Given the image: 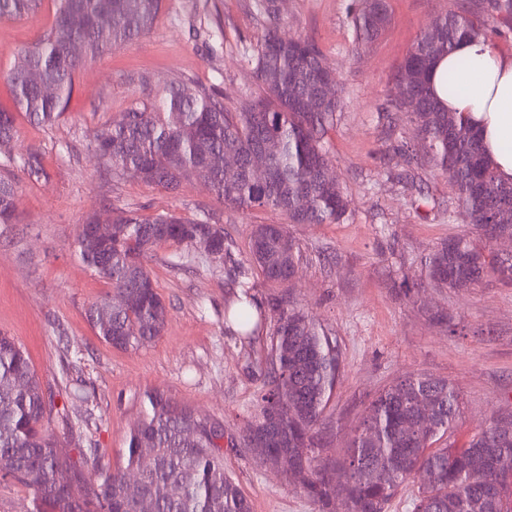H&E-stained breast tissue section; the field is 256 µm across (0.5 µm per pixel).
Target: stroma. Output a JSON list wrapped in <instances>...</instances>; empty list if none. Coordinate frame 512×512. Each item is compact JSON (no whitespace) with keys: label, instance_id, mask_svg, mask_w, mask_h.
Instances as JSON below:
<instances>
[{"label":"stroma","instance_id":"35a3bbf8","mask_svg":"<svg viewBox=\"0 0 512 512\" xmlns=\"http://www.w3.org/2000/svg\"><path fill=\"white\" fill-rule=\"evenodd\" d=\"M389 22L375 41L355 46L356 0H278L289 34L312 39L335 77L342 109L325 142L330 172L347 201L339 224H286L269 209H230L190 177L176 191L119 177L89 149L103 124L172 83L190 80L234 107L258 93L253 59L266 27L257 0H163L149 32L82 62L63 118L43 126L18 115L11 164L0 168L17 189L18 220L0 224V333L29 354L53 401L58 452L77 466L109 467L143 409L145 391L164 392L198 415L224 424V469L252 512H318L282 469L261 463L238 439L257 409L275 321L255 336L231 334L224 313L248 279L260 304L277 290L246 256L256 224H286L301 253L290 295L336 336L343 369L324 415L318 457L336 486L342 460L371 400L415 373L448 379L461 413L455 447L493 419L512 415V281L489 274L477 287L422 286L420 273L440 243L468 232L449 218L455 195L447 178L421 164L413 127L386 112L396 75L417 35L446 10L474 12V0H388ZM55 0L34 15L0 20V73L16 50L50 28ZM38 154L40 174L24 166ZM425 206H416L417 198ZM211 217L233 243L229 259L160 245L147 267L167 307L162 336L139 350H116L87 317L109 285L76 254L80 224L92 214ZM98 456H90V449Z\"/></svg>","mask_w":512,"mask_h":512}]
</instances>
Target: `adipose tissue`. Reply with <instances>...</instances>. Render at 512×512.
Instances as JSON below:
<instances>
[{
    "mask_svg": "<svg viewBox=\"0 0 512 512\" xmlns=\"http://www.w3.org/2000/svg\"><path fill=\"white\" fill-rule=\"evenodd\" d=\"M466 69H458V60ZM431 84L441 105L463 112L478 129L497 174L512 179V57L481 41L460 43L433 67Z\"/></svg>",
    "mask_w": 512,
    "mask_h": 512,
    "instance_id": "obj_1",
    "label": "adipose tissue"
}]
</instances>
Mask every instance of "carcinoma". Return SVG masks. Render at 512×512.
Returning a JSON list of instances; mask_svg holds the SVG:
<instances>
[{"label": "carcinoma", "mask_w": 512, "mask_h": 512, "mask_svg": "<svg viewBox=\"0 0 512 512\" xmlns=\"http://www.w3.org/2000/svg\"><path fill=\"white\" fill-rule=\"evenodd\" d=\"M491 16H511L512 0H478ZM41 0H0V18L34 13ZM269 25L255 57L260 94L231 110L212 90L180 83L126 112L122 123L105 124L92 135L96 153L112 171L175 190L188 177L209 183L229 207L264 208L290 224H338L346 214L339 184L322 176L330 159L323 146L340 111V100L305 99L332 81L316 44L292 37L278 22L276 0H258ZM162 0H57L54 22L36 42L16 51L4 75L15 111L0 109V149L10 145L16 113L52 125L62 118L73 92L81 59L71 54L80 43L95 59L148 31ZM110 18L106 31L97 25ZM388 20L387 0H361L353 17L356 44L375 40ZM489 28L448 10L422 31L407 51L401 73L413 80L390 107L406 114L425 142L432 169L448 178L457 208L472 232L491 243L512 239V181L498 177L477 131L462 113L439 105L429 73L435 62L466 39L489 41ZM36 71L55 88L46 94L29 80ZM234 154L240 165L228 171L214 158ZM260 165L257 180L252 168ZM14 183L0 175V224L16 217ZM511 217L498 222L499 215ZM97 216L79 226L80 259L122 292L124 306L105 297L93 303L88 319L96 335L120 350H137L164 331L167 309L145 258L161 244L200 248L222 259L231 253L220 225L210 219L176 215L112 216V236L92 234ZM263 279L286 287L299 264L295 243L281 224H257L247 256ZM512 279V263L478 248L468 234L440 243L425 259V283L464 290L482 282L488 270ZM233 313L239 332L258 327L262 311L251 285ZM277 316L261 372L265 380L255 420L245 428L258 442L260 460L289 471L292 483L329 512L336 485L316 454L320 426L342 371L335 337L314 322L293 298H276ZM145 407L127 436L122 463L73 472L68 484L57 473L71 467L57 452L51 428L53 407L26 351L0 334V478L23 487L36 512H139L125 491L126 472L141 470L142 490L154 512H251L247 497L224 473V447L217 429L224 424L201 417L160 391H148ZM430 418H421L423 411ZM461 411L458 391L445 378L418 373L385 387L371 402L347 448L346 512H386L401 489L415 487V512H512V433L493 424L462 448L437 444L451 434Z\"/></svg>", "instance_id": "carcinoma-1"}]
</instances>
